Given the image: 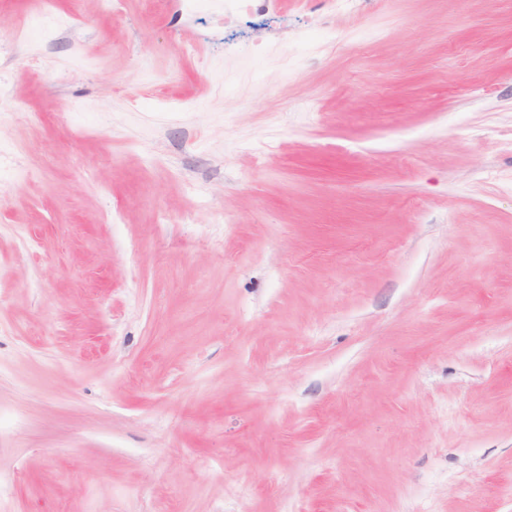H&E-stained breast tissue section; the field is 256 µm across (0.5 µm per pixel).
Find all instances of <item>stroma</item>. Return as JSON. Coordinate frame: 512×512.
I'll use <instances>...</instances> for the list:
<instances>
[{"mask_svg":"<svg viewBox=\"0 0 512 512\" xmlns=\"http://www.w3.org/2000/svg\"><path fill=\"white\" fill-rule=\"evenodd\" d=\"M34 2L0 512H512V0ZM187 6L190 9H197L202 7H221L224 9V16L228 13H247L250 8V0H186Z\"/></svg>","mask_w":512,"mask_h":512,"instance_id":"stroma-1","label":"stroma"}]
</instances>
